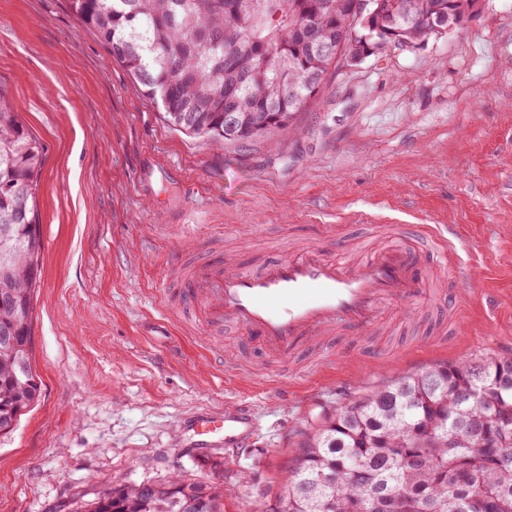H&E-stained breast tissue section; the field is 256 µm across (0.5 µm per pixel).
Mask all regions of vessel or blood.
Segmentation results:
<instances>
[{
  "label": "vessel or blood",
  "instance_id": "1",
  "mask_svg": "<svg viewBox=\"0 0 512 512\" xmlns=\"http://www.w3.org/2000/svg\"><path fill=\"white\" fill-rule=\"evenodd\" d=\"M430 251L412 244L374 245L362 254L330 259L305 248L268 261L259 271L220 259L192 260L175 251L158 290L163 307L203 330L231 325L271 358L288 359L307 340L376 326L388 306L419 296L426 260L448 263V239L438 224L421 227ZM259 425L251 405L203 409L182 421L191 447H244Z\"/></svg>",
  "mask_w": 512,
  "mask_h": 512
}]
</instances>
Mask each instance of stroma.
<instances>
[{
	"mask_svg": "<svg viewBox=\"0 0 512 512\" xmlns=\"http://www.w3.org/2000/svg\"><path fill=\"white\" fill-rule=\"evenodd\" d=\"M0 82L47 145L38 200L43 272L34 301L40 403L0 434V512H50L113 484L172 473L226 489L224 512H266L303 432L403 373L512 351V0H482L459 31L331 69L290 125L216 146L174 130L158 104L63 0H0ZM334 225L317 238L314 227ZM447 225L475 264L439 270L422 298L360 336L310 343L292 363L227 326L158 335L168 249L220 234L252 267L284 250L383 243L376 227ZM457 286L443 294L440 280ZM295 382L282 401L278 386ZM252 405L247 447L199 469L182 420Z\"/></svg>",
	"mask_w": 512,
	"mask_h": 512,
	"instance_id": "1",
	"label": "stroma"
}]
</instances>
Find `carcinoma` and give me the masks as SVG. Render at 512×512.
Listing matches in <instances>:
<instances>
[{
  "mask_svg": "<svg viewBox=\"0 0 512 512\" xmlns=\"http://www.w3.org/2000/svg\"><path fill=\"white\" fill-rule=\"evenodd\" d=\"M78 23L160 103L169 126L248 143L289 125L336 58L356 64L364 30L344 0H64ZM389 48L459 20L468 0H382ZM340 56H335L336 48ZM236 122L225 127L224 114ZM45 145L0 85V226L15 244L0 264V428L42 396L32 355L44 243L37 196ZM512 353L436 363L337 407L291 451L276 512H512ZM83 512H224V486L107 485Z\"/></svg>",
  "mask_w": 512,
  "mask_h": 512,
  "instance_id": "cac0c4a2",
  "label": "carcinoma"
}]
</instances>
